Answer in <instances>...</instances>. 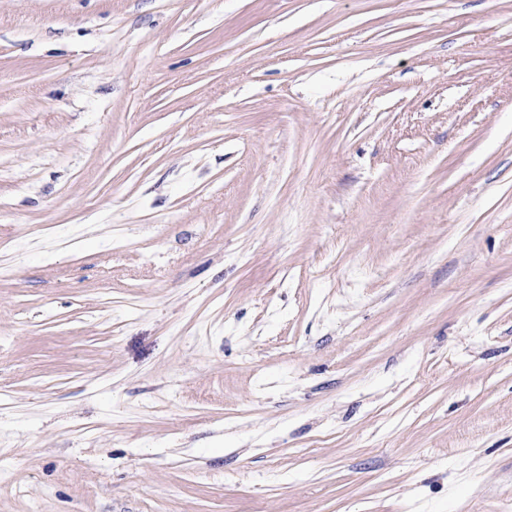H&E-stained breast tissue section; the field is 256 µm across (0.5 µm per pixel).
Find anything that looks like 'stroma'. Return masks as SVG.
Returning <instances> with one entry per match:
<instances>
[{
    "label": "stroma",
    "instance_id": "obj_1",
    "mask_svg": "<svg viewBox=\"0 0 512 512\" xmlns=\"http://www.w3.org/2000/svg\"><path fill=\"white\" fill-rule=\"evenodd\" d=\"M0 512H512V0H0Z\"/></svg>",
    "mask_w": 512,
    "mask_h": 512
}]
</instances>
